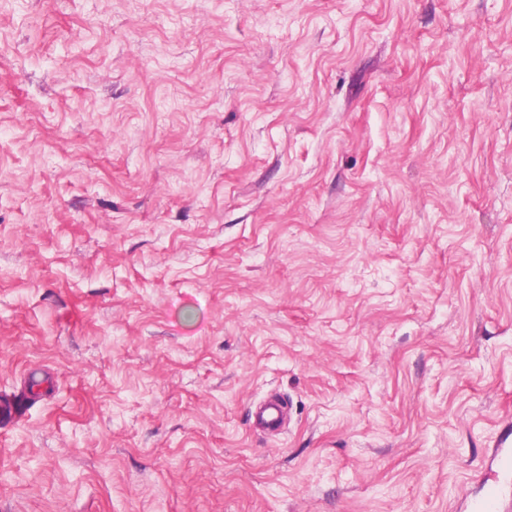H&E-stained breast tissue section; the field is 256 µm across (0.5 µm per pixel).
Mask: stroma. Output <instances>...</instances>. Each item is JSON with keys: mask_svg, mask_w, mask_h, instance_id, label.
<instances>
[{"mask_svg": "<svg viewBox=\"0 0 512 512\" xmlns=\"http://www.w3.org/2000/svg\"><path fill=\"white\" fill-rule=\"evenodd\" d=\"M34 368L0 512H465L512 0H0V394ZM256 416L257 419L253 422L255 426L277 430L283 417L282 407L278 402H270L261 407Z\"/></svg>", "mask_w": 512, "mask_h": 512, "instance_id": "stroma-1", "label": "stroma"}]
</instances>
